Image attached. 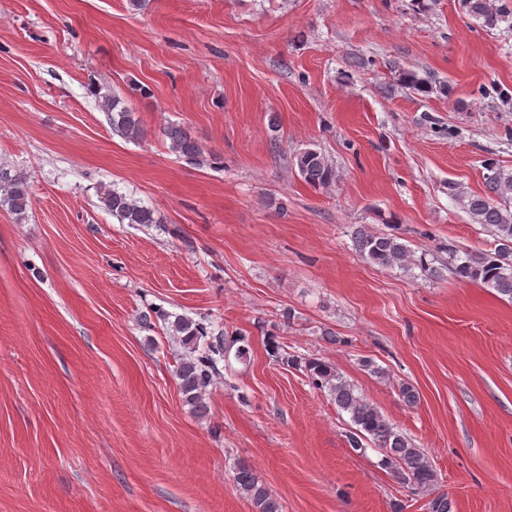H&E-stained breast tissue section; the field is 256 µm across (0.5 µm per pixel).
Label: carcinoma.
I'll list each match as a JSON object with an SVG mask.
<instances>
[{
  "label": "carcinoma",
  "mask_w": 512,
  "mask_h": 512,
  "mask_svg": "<svg viewBox=\"0 0 512 512\" xmlns=\"http://www.w3.org/2000/svg\"><path fill=\"white\" fill-rule=\"evenodd\" d=\"M468 14L487 28H495L504 14L493 0H462ZM101 109L107 113L112 133L128 141L142 136L141 121L135 117L121 98L114 94L101 96ZM169 149L197 165L209 163L210 157L198 140L179 124L163 130ZM295 165L301 179L313 187L326 186L335 173L325 157L316 150L296 155ZM30 177L0 168V207L25 219L30 203ZM103 205L121 224L148 225L159 223L155 211L140 204L131 196L114 187H102ZM463 208L475 224H483L494 231V247L478 254L462 251L453 243L439 244L438 249L448 253L450 272L464 282H479L512 302V172L497 168L487 178L486 190L462 199ZM353 245L367 262L381 268L417 266L430 277L440 271L426 260V254L414 256L403 238L395 233L374 232L364 227L354 231ZM160 320L169 335L179 337L184 353L178 355L175 376L185 403L197 414L208 412V388L220 374L219 363L230 357L247 360L248 345L240 336L227 337L224 330L208 319L194 320L172 316L154 308L141 315V320ZM282 364L301 369L312 385L328 391L336 406L349 415L352 430L348 435L350 448L360 450L364 441L371 440L382 449L383 463L392 469L399 483L429 498L428 512H452L448 495L436 492L437 474L423 449L398 431L382 412L345 379L331 364L318 358H302L288 352L280 355ZM232 482L237 492L252 505L253 512H283L280 499L257 476L254 468L239 463L233 469Z\"/></svg>",
  "instance_id": "1"
}]
</instances>
